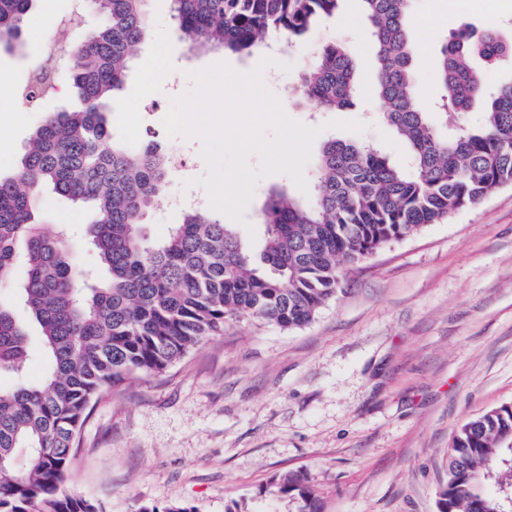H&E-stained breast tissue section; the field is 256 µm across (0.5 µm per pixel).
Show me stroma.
I'll list each match as a JSON object with an SVG mask.
<instances>
[{"label":"stroma","mask_w":512,"mask_h":512,"mask_svg":"<svg viewBox=\"0 0 512 512\" xmlns=\"http://www.w3.org/2000/svg\"><path fill=\"white\" fill-rule=\"evenodd\" d=\"M75 0H37L23 53L0 51V173L15 171L41 111L75 103L68 78L34 110L17 97L43 55L54 25ZM153 38L136 46L133 67L114 101V141L176 146L189 177L171 174L146 220L152 241L182 223L172 193H201L188 178L205 163L197 137H169L173 99L191 92L190 74L217 62L247 73L259 63L220 51L190 52L171 20V0H148ZM512 32V0H415L407 29L418 48L413 70L420 96L435 100L433 58L462 25ZM355 49L358 96L352 108L315 117L313 103L289 99L304 50L332 41ZM293 63L269 90L289 116L321 126L320 140L360 139L399 163L406 150L373 116L375 56L357 0L313 30L304 48L280 43ZM345 121L364 132L342 129ZM50 226L69 225L74 258L96 261L87 244L93 219L52 187L40 191ZM512 404V187L393 243L352 271L306 327L287 331L245 321L192 348L156 375L131 378L92 405L71 461L68 490L104 512L188 504L196 512H305L297 494L277 491L283 474L303 477L320 512H437L447 479L448 446L467 419Z\"/></svg>","instance_id":"35a3bbf8"}]
</instances>
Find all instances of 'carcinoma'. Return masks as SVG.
I'll use <instances>...</instances> for the list:
<instances>
[{
  "mask_svg": "<svg viewBox=\"0 0 512 512\" xmlns=\"http://www.w3.org/2000/svg\"><path fill=\"white\" fill-rule=\"evenodd\" d=\"M34 0H0V50L22 52ZM100 23L69 52L79 109L47 112L15 173L0 176V512H102L65 488L72 449L93 400L138 374L164 372L237 318L293 331L342 291L345 274L378 250L448 220L512 186V39L496 30L453 31L436 54L439 108L457 124L444 134L418 96L415 45L406 18L415 0H360L376 50L381 119L408 145L407 164L362 142L328 140L311 165L307 200L273 187L259 248L220 217L191 209L169 237L151 243L149 213L171 157L148 144L112 141L106 113L120 96L132 51L149 35L147 0H81ZM193 51L250 56L282 37L298 43L338 14L345 0H171ZM353 48L334 42L305 63L291 93L333 112L354 105ZM41 69L23 86L38 106ZM478 101L479 121L466 122ZM45 183L94 210L88 243L101 277L73 261L64 231L47 234L39 206ZM39 326L47 370L25 376L28 322ZM492 483L498 492L483 491ZM310 500L302 479L275 480ZM438 512H512V405L472 417L448 447Z\"/></svg>",
  "mask_w": 512,
  "mask_h": 512,
  "instance_id": "carcinoma-1",
  "label": "carcinoma"
}]
</instances>
